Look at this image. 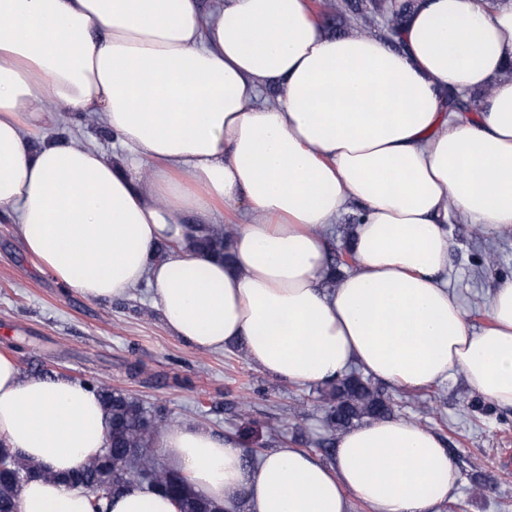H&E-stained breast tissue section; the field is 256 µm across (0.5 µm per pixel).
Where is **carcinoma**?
I'll return each instance as SVG.
<instances>
[{
  "instance_id": "1",
  "label": "carcinoma",
  "mask_w": 512,
  "mask_h": 512,
  "mask_svg": "<svg viewBox=\"0 0 512 512\" xmlns=\"http://www.w3.org/2000/svg\"><path fill=\"white\" fill-rule=\"evenodd\" d=\"M414 0H329V13L360 34H371L376 18H381L386 35L396 38L406 23ZM478 100L448 91V111L470 114L477 111ZM235 229L223 224H209L192 229L190 242L201 251L220 258L228 257L226 244ZM91 387L99 394L109 416L107 446L103 453L80 465L73 473L76 484L85 488L103 484L106 492L95 501L112 497L126 485L136 482L147 489H159L172 496L179 512H224V508L198 496L185 479L160 462L152 452V440L167 424L165 414L103 383ZM395 402L382 388L353 369L336 383L318 388V408L326 434L319 446L332 448L336 434L368 420L386 417ZM0 456L7 460V470L0 472V512H18L21 485L40 472L20 453L0 442Z\"/></svg>"
}]
</instances>
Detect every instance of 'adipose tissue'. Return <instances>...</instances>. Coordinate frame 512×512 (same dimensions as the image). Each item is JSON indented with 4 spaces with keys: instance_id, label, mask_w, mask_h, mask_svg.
Instances as JSON below:
<instances>
[{
    "instance_id": "adipose-tissue-1",
    "label": "adipose tissue",
    "mask_w": 512,
    "mask_h": 512,
    "mask_svg": "<svg viewBox=\"0 0 512 512\" xmlns=\"http://www.w3.org/2000/svg\"><path fill=\"white\" fill-rule=\"evenodd\" d=\"M511 65L512 0H418L397 48L328 31L309 0H0V223L88 300L148 285L192 349L244 344L301 386L459 372L512 408V280L477 330L446 279L450 214L512 237ZM450 88L479 96L477 117L448 110ZM77 113L100 116L111 154L56 135ZM228 211L227 263L189 240ZM350 214L356 266L328 289L327 236ZM107 429L90 386L0 354V441L43 472L19 512H93L54 477ZM158 446L225 512H440L458 487L439 437L397 417L341 433L328 463L288 444L250 463L185 421ZM103 512L178 506L131 483Z\"/></svg>"
}]
</instances>
